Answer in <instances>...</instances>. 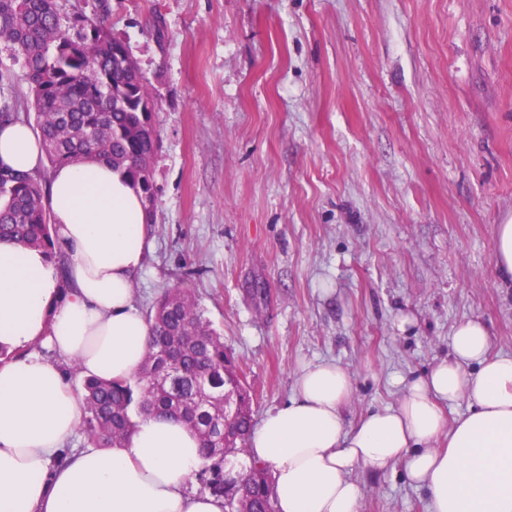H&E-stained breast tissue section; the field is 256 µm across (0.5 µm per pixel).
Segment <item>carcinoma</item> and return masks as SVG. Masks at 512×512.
<instances>
[{
  "label": "carcinoma",
  "mask_w": 512,
  "mask_h": 512,
  "mask_svg": "<svg viewBox=\"0 0 512 512\" xmlns=\"http://www.w3.org/2000/svg\"><path fill=\"white\" fill-rule=\"evenodd\" d=\"M0 38L28 84L26 111L14 82L0 75V125L34 121L47 169L105 162L121 167L140 189L154 219L153 161L159 138L157 100L112 27L97 18L62 20L57 0H0ZM45 177L0 171V240L43 249L66 273L70 257L53 224ZM150 340L141 373L131 380L82 381L80 432L100 448H123L152 416H175L200 440L196 479L224 499V512H276L268 467L254 461L238 476L228 456L248 452L252 397L190 289L165 291L147 312Z\"/></svg>",
  "instance_id": "1"
}]
</instances>
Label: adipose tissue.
I'll return each instance as SVG.
<instances>
[{
    "label": "adipose tissue",
    "instance_id": "ef3b65f1",
    "mask_svg": "<svg viewBox=\"0 0 512 512\" xmlns=\"http://www.w3.org/2000/svg\"><path fill=\"white\" fill-rule=\"evenodd\" d=\"M44 153L31 126H0V166L33 172ZM52 222L72 260L59 272L42 249L0 241V512H224L192 491L199 439L165 416L141 421L127 447L94 446L53 460L75 433L81 401L60 366L78 360L100 379L137 376L149 337L133 302L146 256L148 215L131 179L107 163L53 170ZM69 294H61V281ZM47 341L59 359L31 353ZM350 371L305 365L295 394L252 432L251 459L268 466L278 512H358L352 473L402 464L430 512H512V356L489 353L485 326L458 324L451 353L405 382L396 405L346 426ZM467 399L447 421L442 406ZM447 447H437L440 436Z\"/></svg>",
    "mask_w": 512,
    "mask_h": 512
}]
</instances>
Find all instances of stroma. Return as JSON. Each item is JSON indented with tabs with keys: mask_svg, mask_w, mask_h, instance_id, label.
<instances>
[{
	"mask_svg": "<svg viewBox=\"0 0 512 512\" xmlns=\"http://www.w3.org/2000/svg\"><path fill=\"white\" fill-rule=\"evenodd\" d=\"M107 16L158 101L140 311L190 288L253 416L309 363L348 368L346 425L395 405L466 319L512 355V0H59ZM359 512H429L357 468ZM496 269L502 280H512V219L497 225L495 234Z\"/></svg>",
	"mask_w": 512,
	"mask_h": 512,
	"instance_id": "1",
	"label": "stroma"
}]
</instances>
